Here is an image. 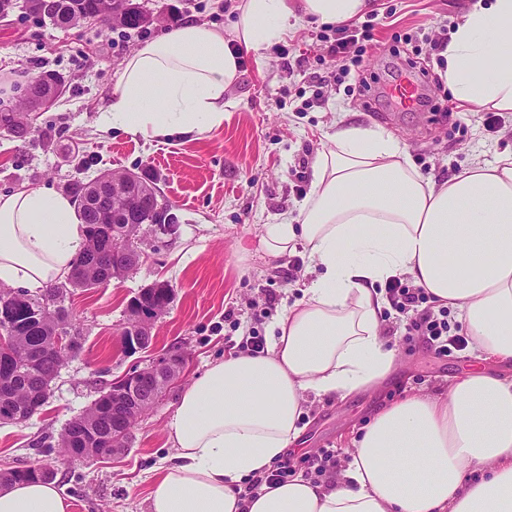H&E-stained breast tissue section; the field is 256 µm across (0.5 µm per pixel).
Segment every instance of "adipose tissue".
Here are the masks:
<instances>
[{
  "mask_svg": "<svg viewBox=\"0 0 512 512\" xmlns=\"http://www.w3.org/2000/svg\"><path fill=\"white\" fill-rule=\"evenodd\" d=\"M371 0H237L226 30L193 20L127 57L98 114L105 130L147 140L222 126L241 50L260 53L288 21L342 24ZM442 83L476 111L512 115V0L475 4L443 52ZM304 244L299 301L269 326L264 353L212 362L167 422L174 457L152 478L148 512H241L236 484L271 468L298 439L307 394L344 396L384 382L378 283L404 276L456 309L480 369L448 394L380 409L353 443L342 480L294 477L248 512H512V151L434 181L392 134L337 126L312 165L296 219L263 228L273 258ZM86 246L80 207L44 188L0 195V286L31 293L66 282ZM55 481L0 484V512H70Z\"/></svg>",
  "mask_w": 512,
  "mask_h": 512,
  "instance_id": "adipose-tissue-1",
  "label": "adipose tissue"
}]
</instances>
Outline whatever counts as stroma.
<instances>
[{
	"label": "stroma",
	"instance_id": "35a3bbf8",
	"mask_svg": "<svg viewBox=\"0 0 512 512\" xmlns=\"http://www.w3.org/2000/svg\"><path fill=\"white\" fill-rule=\"evenodd\" d=\"M476 0H376L375 10L356 20L370 30L356 73L336 77L329 54L335 26L292 22L262 54L245 53L240 74L226 94L221 127L199 136L146 140L102 131L97 117L112 95L121 63L144 41L185 17L227 27L232 0H144L155 10L148 31L128 33L82 25L61 30L38 26L22 9L0 18V96L26 82L27 72L56 71L69 83L50 111L32 116L24 136L0 129V194L23 188L64 191L74 179L106 169L148 173L175 206L177 233L158 244L144 237L139 268L105 288L71 291L68 303L82 351L67 360L42 410L18 424L0 423V474L46 464L72 498V512H147L153 470L174 455L166 424L178 400L207 365L227 357V339L249 331L267 335L269 319H255L257 305L274 297L282 312L302 296L304 245L270 258L260 236L264 225L296 215L310 189L311 165L328 132L339 123L378 126L398 138L420 173L445 180L470 160L494 161L512 149V118L487 129L485 115L448 97L438 70L434 41ZM399 56H392V49ZM411 61L429 81L436 111L407 112L383 93L397 61ZM96 160L78 169L79 156ZM156 281L169 282L174 298L152 325L148 351L126 353L120 339L127 306ZM398 371L376 391L346 397H310L301 417L296 460L331 448L336 466L318 481L335 482L350 459L354 437L382 407L412 393H447L464 372L477 368L471 350L442 355L420 336L406 335L394 318L382 320ZM183 353L188 369L134 424L125 448L87 462L64 457L58 438L113 378L149 359ZM48 445H41V438Z\"/></svg>",
	"mask_w": 512,
	"mask_h": 512
}]
</instances>
